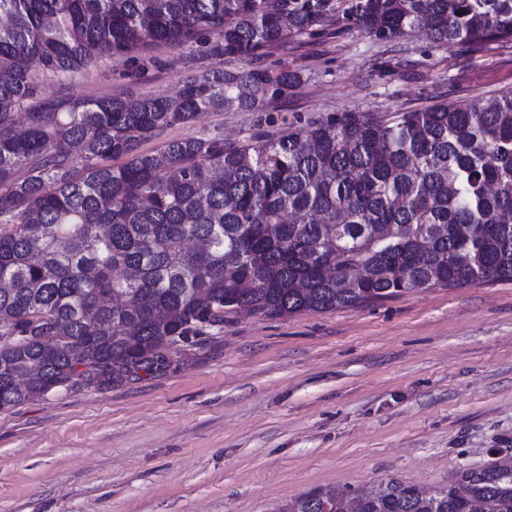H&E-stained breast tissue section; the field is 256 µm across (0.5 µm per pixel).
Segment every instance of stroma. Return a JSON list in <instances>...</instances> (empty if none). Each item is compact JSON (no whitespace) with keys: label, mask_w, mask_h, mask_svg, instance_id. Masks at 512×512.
I'll return each instance as SVG.
<instances>
[{"label":"stroma","mask_w":512,"mask_h":512,"mask_svg":"<svg viewBox=\"0 0 512 512\" xmlns=\"http://www.w3.org/2000/svg\"><path fill=\"white\" fill-rule=\"evenodd\" d=\"M112 60L83 98L169 96L194 44ZM301 80L259 112H207L172 138L239 143L342 112L383 117L512 90V43L379 40L330 12L264 50ZM512 455V281L335 312L239 315L163 378L54 391L0 410V512H271L313 487L448 484Z\"/></svg>","instance_id":"stroma-1"}]
</instances>
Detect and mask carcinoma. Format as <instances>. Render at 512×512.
I'll return each mask as SVG.
<instances>
[{
  "label": "carcinoma",
  "instance_id": "1",
  "mask_svg": "<svg viewBox=\"0 0 512 512\" xmlns=\"http://www.w3.org/2000/svg\"><path fill=\"white\" fill-rule=\"evenodd\" d=\"M395 41L512 42V0H342ZM329 0H0V410L161 377L245 309L333 312L512 281V90L286 136L143 143L298 83L255 65ZM199 43L174 97L72 99L133 49ZM56 92L47 96L44 85ZM512 512V459L424 488L311 489L272 512Z\"/></svg>",
  "mask_w": 512,
  "mask_h": 512
}]
</instances>
